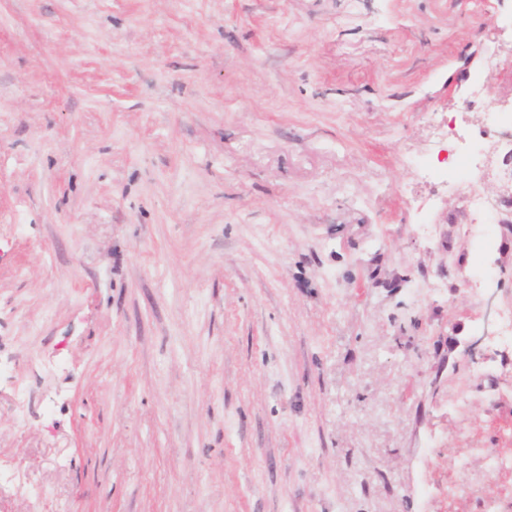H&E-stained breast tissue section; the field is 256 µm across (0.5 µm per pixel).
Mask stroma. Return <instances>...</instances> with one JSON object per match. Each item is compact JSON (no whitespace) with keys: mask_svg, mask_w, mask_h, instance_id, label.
I'll list each match as a JSON object with an SVG mask.
<instances>
[{"mask_svg":"<svg viewBox=\"0 0 512 512\" xmlns=\"http://www.w3.org/2000/svg\"><path fill=\"white\" fill-rule=\"evenodd\" d=\"M511 108L512 0H0V512H512ZM503 145V140L501 138L494 140H486L480 134L479 138H476L475 141L467 142L462 151L459 154V157L463 164L469 169L472 168V161L477 158H484L488 162H491L490 168L488 167L484 170H477V176L482 177L485 174L489 175V171H491L492 175L497 176L499 174L498 170L493 165V157L499 150V148Z\"/></svg>","mask_w":512,"mask_h":512,"instance_id":"obj_1","label":"stroma"}]
</instances>
